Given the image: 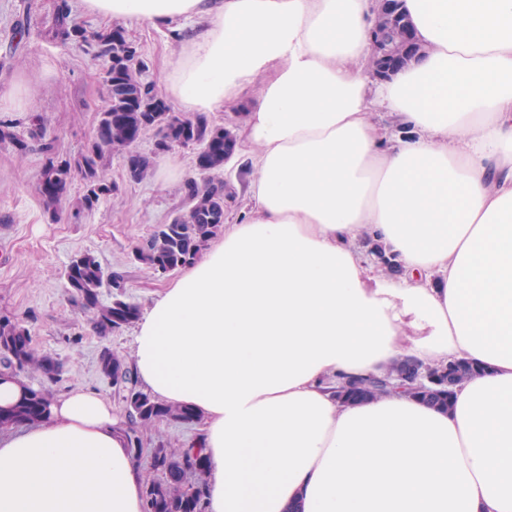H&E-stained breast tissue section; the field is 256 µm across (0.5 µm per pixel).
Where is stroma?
I'll return each instance as SVG.
<instances>
[{
    "label": "stroma",
    "instance_id": "35a3bbf8",
    "mask_svg": "<svg viewBox=\"0 0 512 512\" xmlns=\"http://www.w3.org/2000/svg\"><path fill=\"white\" fill-rule=\"evenodd\" d=\"M52 12L53 0H0V120L19 124L29 113H41L59 150L74 154L94 135L105 106L100 82L105 64L53 41L48 35ZM23 14L29 26L19 41L12 37V25ZM123 27L147 64L146 80L162 85L178 40L168 30L143 23L127 21ZM193 159V149H173L155 157L146 180L132 183L122 158L112 157L107 174L117 192L77 220L71 217L70 202H63L53 221L38 190L41 155L0 146V314L23 321L33 346L62 364L54 382L27 368L19 373L22 381L48 386L56 397L83 385L104 394L114 412L125 415L123 392L100 374L98 359L106 348L131 358L135 328L98 336L69 304L62 272L74 254L91 253L103 267L124 275L129 301L147 310L153 291L167 280L135 262L133 250L157 225L168 223L185 179L194 173ZM249 174L241 153L224 167L223 178L236 194L226 210L230 222H243L250 214Z\"/></svg>",
    "mask_w": 512,
    "mask_h": 512
}]
</instances>
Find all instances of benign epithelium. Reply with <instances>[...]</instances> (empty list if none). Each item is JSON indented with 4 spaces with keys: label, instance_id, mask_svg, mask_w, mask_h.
I'll return each mask as SVG.
<instances>
[{
    "label": "benign epithelium",
    "instance_id": "7a95c632",
    "mask_svg": "<svg viewBox=\"0 0 512 512\" xmlns=\"http://www.w3.org/2000/svg\"><path fill=\"white\" fill-rule=\"evenodd\" d=\"M377 10L372 28L371 76L388 79L397 70L417 61L424 49L416 40L412 26L400 0H376ZM408 370L397 375L373 377L374 386L384 392L408 390L430 392L432 383L427 374L412 359L406 360Z\"/></svg>",
    "mask_w": 512,
    "mask_h": 512
}]
</instances>
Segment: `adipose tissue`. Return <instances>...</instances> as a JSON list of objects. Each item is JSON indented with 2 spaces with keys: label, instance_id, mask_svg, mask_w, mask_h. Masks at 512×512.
Here are the masks:
<instances>
[{
  "label": "adipose tissue",
  "instance_id": "1",
  "mask_svg": "<svg viewBox=\"0 0 512 512\" xmlns=\"http://www.w3.org/2000/svg\"><path fill=\"white\" fill-rule=\"evenodd\" d=\"M83 5L191 23L167 97L246 114L254 208L133 341L144 388L201 420L206 512H512V0H404L425 53L375 85V0ZM363 235L403 277L369 271ZM407 356L481 371L446 411L333 395ZM124 431L98 392L52 400L0 435V512H144Z\"/></svg>",
  "mask_w": 512,
  "mask_h": 512
}]
</instances>
